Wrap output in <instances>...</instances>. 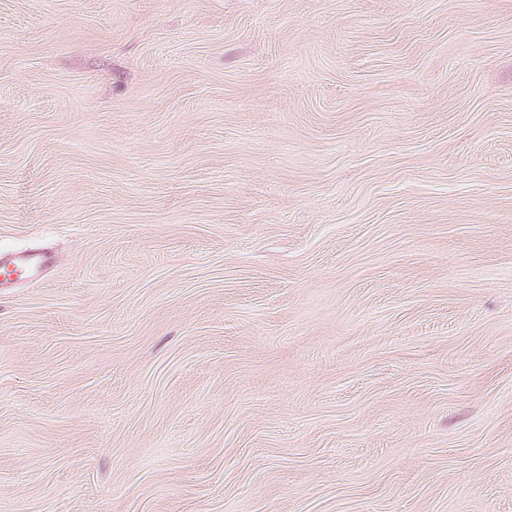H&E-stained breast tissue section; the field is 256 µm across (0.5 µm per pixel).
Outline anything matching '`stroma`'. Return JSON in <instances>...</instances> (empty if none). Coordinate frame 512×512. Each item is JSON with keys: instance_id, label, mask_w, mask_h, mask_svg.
<instances>
[{"instance_id": "1", "label": "stroma", "mask_w": 512, "mask_h": 512, "mask_svg": "<svg viewBox=\"0 0 512 512\" xmlns=\"http://www.w3.org/2000/svg\"><path fill=\"white\" fill-rule=\"evenodd\" d=\"M0 512H512V0H0ZM57 255L49 250L37 252H20L12 254L0 253V270L4 279L0 281L3 286L8 283V277L15 272H21L30 283H37L44 279L45 273L57 264Z\"/></svg>"}]
</instances>
